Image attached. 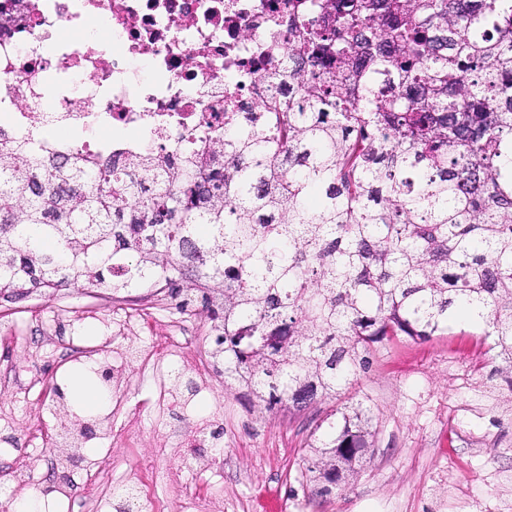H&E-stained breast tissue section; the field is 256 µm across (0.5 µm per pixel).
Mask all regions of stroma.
<instances>
[{
	"instance_id": "obj_1",
	"label": "stroma",
	"mask_w": 512,
	"mask_h": 512,
	"mask_svg": "<svg viewBox=\"0 0 512 512\" xmlns=\"http://www.w3.org/2000/svg\"><path fill=\"white\" fill-rule=\"evenodd\" d=\"M154 290L134 296L46 293L0 304V410L31 429L21 445L46 449L33 487L56 482L59 439L55 413L74 411L67 379L101 366L97 336H114L123 347L117 316L152 318L144 338L181 339L194 356L209 354L208 320L201 311L161 310ZM58 341L38 346L47 323ZM483 326L459 322L447 334L391 345L355 384L318 414L264 418L216 377L197 412H223L232 427L223 449H205L189 459L203 485L223 484L224 497L247 512H512V385L492 375ZM129 384L117 399L136 412L140 437L121 454L130 462L153 455L159 432L172 421L160 415L140 364H130ZM369 396L374 404L375 453L350 489L325 503L309 499L299 479V461L316 425H329L333 409ZM496 464H489V455Z\"/></svg>"
}]
</instances>
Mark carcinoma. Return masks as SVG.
Masks as SVG:
<instances>
[{
  "instance_id": "1",
  "label": "carcinoma",
  "mask_w": 512,
  "mask_h": 512,
  "mask_svg": "<svg viewBox=\"0 0 512 512\" xmlns=\"http://www.w3.org/2000/svg\"><path fill=\"white\" fill-rule=\"evenodd\" d=\"M295 92L192 158L103 167L0 147V293L176 288L224 385L274 416L460 311L512 379V0H297ZM369 397L304 449L310 496L373 454Z\"/></svg>"
}]
</instances>
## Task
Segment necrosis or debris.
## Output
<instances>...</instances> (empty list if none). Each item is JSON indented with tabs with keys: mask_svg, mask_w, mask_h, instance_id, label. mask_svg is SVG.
<instances>
[{
	"mask_svg": "<svg viewBox=\"0 0 512 512\" xmlns=\"http://www.w3.org/2000/svg\"><path fill=\"white\" fill-rule=\"evenodd\" d=\"M287 19L288 0H0V134L53 159L80 153L102 163L195 148L281 98L271 76L288 60ZM136 357L159 412L188 415L191 444L159 435L163 469L109 459L117 487L85 485L94 512H127L132 500L165 512L154 479L177 512H225L223 490L200 494L185 465L195 441L224 438L223 415L191 416L195 397L212 389V370L172 338Z\"/></svg>",
	"mask_w": 512,
	"mask_h": 512,
	"instance_id": "necrosis-or-debris-1",
	"label": "necrosis or debris"
}]
</instances>
